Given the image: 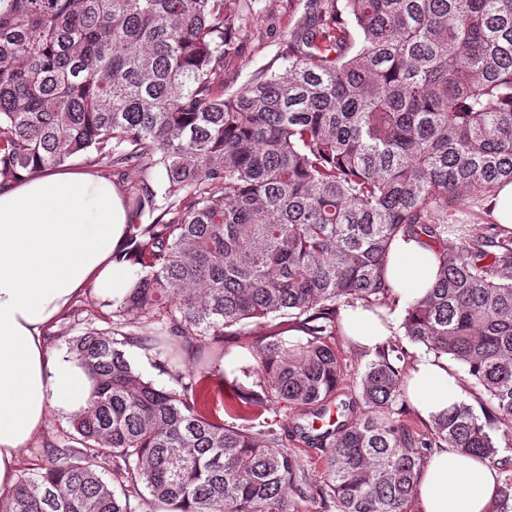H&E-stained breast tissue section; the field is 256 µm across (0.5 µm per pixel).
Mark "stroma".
<instances>
[{
	"label": "stroma",
	"mask_w": 512,
	"mask_h": 512,
	"mask_svg": "<svg viewBox=\"0 0 512 512\" xmlns=\"http://www.w3.org/2000/svg\"><path fill=\"white\" fill-rule=\"evenodd\" d=\"M308 0H252L251 13L247 19L249 38L237 56L224 68V88L235 91L258 73L269 70L284 71L286 63L280 57L283 42L292 32L295 23L303 17ZM112 308L97 298L92 289H82L72 304L53 321L44 332V344L49 353L60 354L67 350V340L79 335L86 327L100 330L109 328ZM280 332L283 339L298 341L302 332L294 330L289 323L276 319L268 323L249 324L234 328L225 339L226 354L224 371L212 374L211 386H222L225 402L231 403L247 390L254 388L256 379L243 374L244 366L252 364L251 350L270 331ZM336 355L347 371V378L339 391L342 400L357 398L360 394V376L368 364L377 357L376 351L359 350L352 347L345 337L336 339ZM304 410L273 406L265 411L261 419L268 421L280 432L285 448L301 456L307 465V480L318 486L326 478V466L315 445L300 437L293 425L303 422ZM72 431L70 418L49 413L44 425L31 439L26 448L19 451L16 478L32 473L43 462L47 445L58 443Z\"/></svg>",
	"instance_id": "1"
}]
</instances>
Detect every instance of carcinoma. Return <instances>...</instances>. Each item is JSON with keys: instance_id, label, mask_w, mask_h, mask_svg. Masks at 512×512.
I'll return each instance as SVG.
<instances>
[{"instance_id": "obj_1", "label": "carcinoma", "mask_w": 512, "mask_h": 512, "mask_svg": "<svg viewBox=\"0 0 512 512\" xmlns=\"http://www.w3.org/2000/svg\"><path fill=\"white\" fill-rule=\"evenodd\" d=\"M244 21L227 0H0V178L83 155L149 173L126 188L138 269L112 331L68 341L95 380L88 408L0 512H295L297 497L407 512L428 448L512 467L494 436L512 438V231L456 224L512 182V0H316L282 46L285 72L226 94ZM400 235L425 236L439 261L404 335L483 394L427 436L403 423L396 344L359 399L336 401L340 307L393 308ZM278 318L306 341L270 332L234 422L209 415L225 329ZM130 347L163 358L174 386L137 373ZM275 404L338 409L331 431L295 426L322 447L323 484L254 424ZM494 512H512V477Z\"/></svg>"}]
</instances>
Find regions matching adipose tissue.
Instances as JSON below:
<instances>
[{
    "instance_id": "1",
    "label": "adipose tissue",
    "mask_w": 512,
    "mask_h": 512,
    "mask_svg": "<svg viewBox=\"0 0 512 512\" xmlns=\"http://www.w3.org/2000/svg\"><path fill=\"white\" fill-rule=\"evenodd\" d=\"M128 215L107 179L89 173L45 172L0 190V490L15 478V460L48 413L87 408L91 381L71 356L49 357L44 328L75 293L93 289L103 301L129 288L125 259ZM435 249L422 239H395L387 277L399 303L425 296L436 278ZM346 335L371 349L394 335L395 313L362 306L342 310ZM408 394L425 418L444 414L463 398L461 376L444 358L422 355ZM498 471L456 448L436 452L421 471L418 512H492Z\"/></svg>"
}]
</instances>
